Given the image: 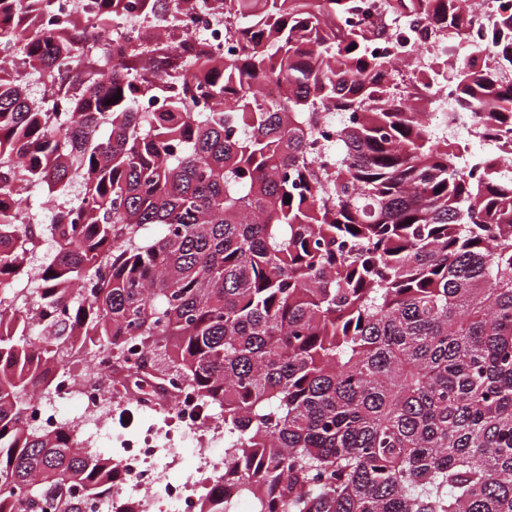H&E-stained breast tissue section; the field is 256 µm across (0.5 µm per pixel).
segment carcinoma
I'll use <instances>...</instances> for the list:
<instances>
[{"label":"carcinoma","mask_w":512,"mask_h":512,"mask_svg":"<svg viewBox=\"0 0 512 512\" xmlns=\"http://www.w3.org/2000/svg\"><path fill=\"white\" fill-rule=\"evenodd\" d=\"M414 1L426 33L469 40L462 0L391 9ZM251 2L223 0L245 35L224 55L191 42L173 68L132 47L111 71L80 23L45 25L55 0H0V52L27 68L0 66V196L52 203L26 224L0 210V512H85L112 486L73 427L28 424L100 351L132 402L173 371L224 419L253 512H512V152L468 174L352 25L358 0ZM95 9L103 35L127 14ZM489 35L498 69L441 56L413 80L506 133L508 5Z\"/></svg>","instance_id":"1"}]
</instances>
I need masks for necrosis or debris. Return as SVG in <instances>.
<instances>
[{"instance_id": "4bbe7bcc", "label": "necrosis or debris", "mask_w": 512, "mask_h": 512, "mask_svg": "<svg viewBox=\"0 0 512 512\" xmlns=\"http://www.w3.org/2000/svg\"><path fill=\"white\" fill-rule=\"evenodd\" d=\"M128 12L133 25L130 32L114 34L112 45L126 43L142 47L173 45L175 39L185 35H198L205 39L210 51L226 53L235 43L224 25L220 10L202 12L191 4H183L177 19L178 27H170L157 19L145 16L139 0H129ZM492 15L488 0H466L464 16L471 32L469 43L447 37L441 44L444 53H452L465 60L493 66L495 53L485 44L484 33ZM112 359L108 354H97L91 364L92 377L61 380L51 398H37L30 413L34 428L52 430L62 423H70L80 433L84 445L95 443L101 435L111 433L112 423L119 409L112 407L109 395L100 387L98 379L110 372ZM170 414L180 423L187 435L185 448L169 447L164 437H141L135 434L121 437L114 457L120 475L108 498L94 500L87 512H199L202 498L235 500L237 488L224 480V466L214 460L215 450L199 446L197 440L215 430L217 420L197 398L191 387L180 376L169 381ZM77 406L79 413L65 418L64 408ZM191 455L195 463L183 468L178 478H167L166 472L175 460Z\"/></svg>"}]
</instances>
